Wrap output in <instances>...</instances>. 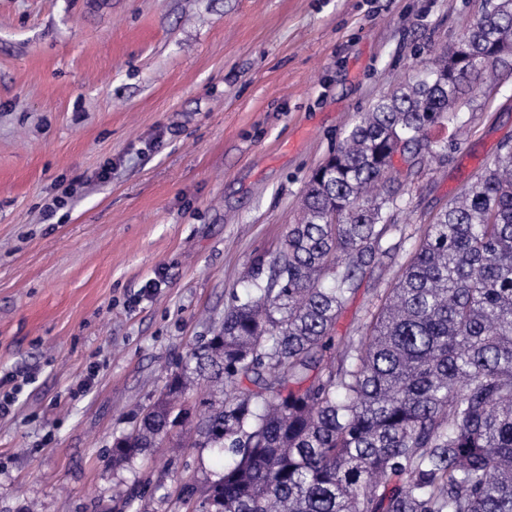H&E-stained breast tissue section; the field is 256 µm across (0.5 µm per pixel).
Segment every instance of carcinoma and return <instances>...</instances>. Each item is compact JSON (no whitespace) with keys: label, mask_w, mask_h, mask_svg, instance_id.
Returning <instances> with one entry per match:
<instances>
[{"label":"carcinoma","mask_w":512,"mask_h":512,"mask_svg":"<svg viewBox=\"0 0 512 512\" xmlns=\"http://www.w3.org/2000/svg\"><path fill=\"white\" fill-rule=\"evenodd\" d=\"M512 50V0H492L456 51L381 97L308 181L282 250L255 259L253 292L188 350L112 466L170 433L180 400L209 388L194 448L230 461L176 486L190 512H512V144L426 226L365 332L335 347L363 278L401 249L395 153L447 157L428 131L463 130L458 108Z\"/></svg>","instance_id":"1"}]
</instances>
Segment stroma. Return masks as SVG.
I'll list each match as a JSON object with an SVG mask.
<instances>
[{
    "mask_svg": "<svg viewBox=\"0 0 512 512\" xmlns=\"http://www.w3.org/2000/svg\"><path fill=\"white\" fill-rule=\"evenodd\" d=\"M483 4L0 0V374L32 378L0 418V512H186L173 486L219 471L210 451L116 468L115 439L282 249L312 170ZM461 116L467 139L407 184V233L512 142V75Z\"/></svg>",
    "mask_w": 512,
    "mask_h": 512,
    "instance_id": "1",
    "label": "stroma"
}]
</instances>
